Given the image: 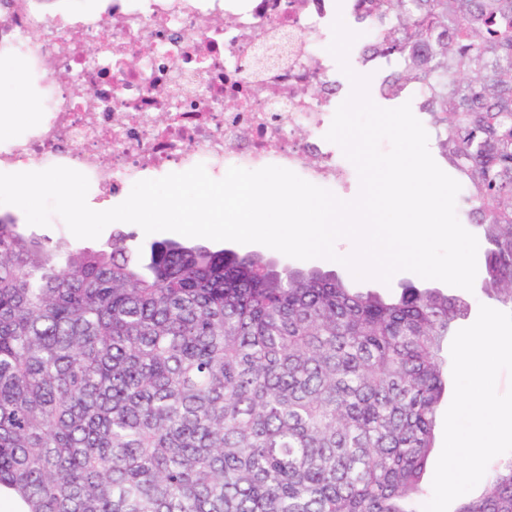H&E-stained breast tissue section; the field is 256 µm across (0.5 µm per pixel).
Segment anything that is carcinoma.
<instances>
[{
  "label": "carcinoma",
  "mask_w": 512,
  "mask_h": 512,
  "mask_svg": "<svg viewBox=\"0 0 512 512\" xmlns=\"http://www.w3.org/2000/svg\"><path fill=\"white\" fill-rule=\"evenodd\" d=\"M415 92L512 313V0H347ZM468 303L0 214V489L20 512H419ZM452 512H512V455Z\"/></svg>",
  "instance_id": "carcinoma-1"
}]
</instances>
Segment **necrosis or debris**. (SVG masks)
Returning <instances> with one entry per match:
<instances>
[{
    "label": "necrosis or debris",
    "instance_id": "obj_1",
    "mask_svg": "<svg viewBox=\"0 0 512 512\" xmlns=\"http://www.w3.org/2000/svg\"><path fill=\"white\" fill-rule=\"evenodd\" d=\"M334 19L333 0H117L106 14L53 19L17 6L0 25L31 61L52 59L65 77L47 122L0 145V168L66 166L105 195L174 164L219 176L276 165L316 185L346 184L348 171L319 136L332 103L317 88L332 81L334 59L312 54ZM133 49L143 59L129 68ZM74 82L92 85L94 99L74 97ZM303 85L313 94H298ZM228 100L236 111L225 110ZM158 112L170 115L161 127ZM301 127L315 139L300 140Z\"/></svg>",
    "mask_w": 512,
    "mask_h": 512
}]
</instances>
